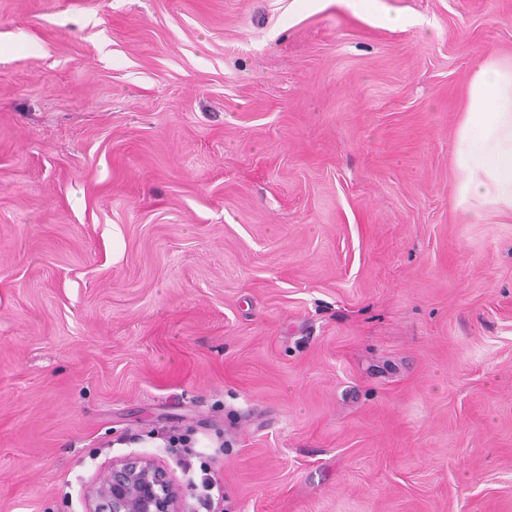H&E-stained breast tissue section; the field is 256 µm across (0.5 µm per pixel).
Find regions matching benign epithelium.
<instances>
[{
	"mask_svg": "<svg viewBox=\"0 0 512 512\" xmlns=\"http://www.w3.org/2000/svg\"><path fill=\"white\" fill-rule=\"evenodd\" d=\"M87 512H184L183 490L163 461L131 455L89 487Z\"/></svg>",
	"mask_w": 512,
	"mask_h": 512,
	"instance_id": "1",
	"label": "benign epithelium"
}]
</instances>
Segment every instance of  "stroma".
Segmentation results:
<instances>
[{
  "instance_id": "35a3bbf8",
  "label": "stroma",
  "mask_w": 512,
  "mask_h": 512,
  "mask_svg": "<svg viewBox=\"0 0 512 512\" xmlns=\"http://www.w3.org/2000/svg\"><path fill=\"white\" fill-rule=\"evenodd\" d=\"M489 54L512 0H0V512L130 454L186 512H512ZM457 206L479 223L483 207L512 216V60L486 57L472 76L457 131Z\"/></svg>"
}]
</instances>
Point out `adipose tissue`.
<instances>
[{
    "label": "adipose tissue",
    "mask_w": 512,
    "mask_h": 512,
    "mask_svg": "<svg viewBox=\"0 0 512 512\" xmlns=\"http://www.w3.org/2000/svg\"><path fill=\"white\" fill-rule=\"evenodd\" d=\"M457 205L472 221L484 207L512 216V61L487 57L472 76L457 131Z\"/></svg>",
    "instance_id": "adipose-tissue-1"
}]
</instances>
